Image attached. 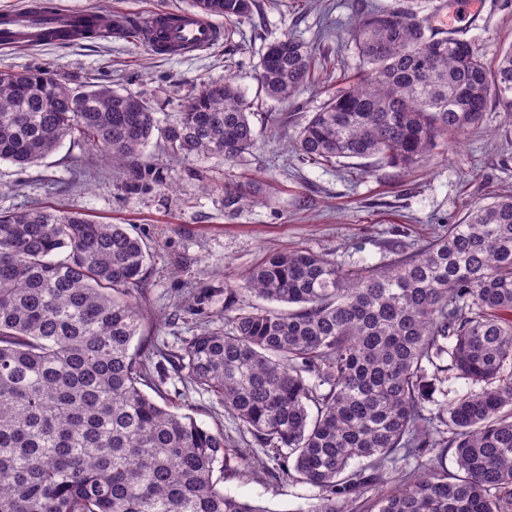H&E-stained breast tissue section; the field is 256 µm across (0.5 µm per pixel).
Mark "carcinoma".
Wrapping results in <instances>:
<instances>
[{"label":"carcinoma","instance_id":"obj_1","mask_svg":"<svg viewBox=\"0 0 512 512\" xmlns=\"http://www.w3.org/2000/svg\"><path fill=\"white\" fill-rule=\"evenodd\" d=\"M255 7L192 0L224 18L226 40ZM353 42L362 67L292 139L302 164L410 173L478 124L490 99L512 113V47L490 65L408 5L363 12ZM322 67L285 35L266 47L258 82L285 102ZM74 91L56 73L0 71V161L23 168L69 138L121 168L156 130L174 157L236 162L256 147L231 78L203 84L161 129L139 96ZM246 201L245 187L224 185L225 213ZM392 252L351 268L303 248L269 253L243 288L224 286V328L201 330L167 361L266 449L273 477L319 488L313 512H348L384 483L360 512H512V194ZM149 262L122 224L0 213V512H271L219 487L224 432L143 390L164 398L165 365L131 349ZM243 290L278 306L243 305ZM460 379L466 389L451 393Z\"/></svg>","mask_w":512,"mask_h":512}]
</instances>
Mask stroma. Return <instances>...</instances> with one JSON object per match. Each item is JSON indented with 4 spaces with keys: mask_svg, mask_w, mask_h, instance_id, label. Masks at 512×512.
I'll list each match as a JSON object with an SVG mask.
<instances>
[{
    "mask_svg": "<svg viewBox=\"0 0 512 512\" xmlns=\"http://www.w3.org/2000/svg\"><path fill=\"white\" fill-rule=\"evenodd\" d=\"M63 8L144 15L188 8L190 0H56ZM394 0H257L230 42L198 55L171 58L125 36L108 34L77 44L0 49V70L48 69L70 86H111L149 101L158 126L174 120L179 106L206 81L230 77L246 92L257 148L243 161L169 157L153 138L141 159L113 167L101 148L64 143L26 167L0 161V212L34 207L75 210L102 223L126 225L152 248L153 258L137 292L144 334L154 360L179 350L200 327L224 324V287L265 252L307 248L346 266L389 263V240L401 236L425 246L441 225L457 223L469 206L512 193V116L489 102L478 125L449 136L448 149L404 176L383 167L323 169L299 164L290 150L297 128L336 87L341 72L356 71L353 17ZM476 15L462 17L440 0H414L421 14L436 13L438 26L475 43L486 61L512 45V0H477ZM292 33L332 65L296 98L281 104L257 82L266 45ZM253 180L255 199L235 218L224 214V185ZM164 395L179 412L209 430H223L230 448L262 455L250 434L210 392L169 371ZM225 493L270 508L310 512L318 488L281 482L263 468L247 477L225 475Z\"/></svg>",
    "mask_w": 512,
    "mask_h": 512,
    "instance_id": "1",
    "label": "stroma"
}]
</instances>
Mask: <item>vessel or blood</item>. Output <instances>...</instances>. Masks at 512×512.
<instances>
[{
    "mask_svg": "<svg viewBox=\"0 0 512 512\" xmlns=\"http://www.w3.org/2000/svg\"><path fill=\"white\" fill-rule=\"evenodd\" d=\"M143 30L144 44L156 55L190 57L222 37V29L195 9H162L137 18L118 12L111 26L123 31L130 23ZM93 19L83 10L54 6L0 11V47H37L89 39Z\"/></svg>",
    "mask_w": 512,
    "mask_h": 512,
    "instance_id": "vessel-or-blood-1",
    "label": "vessel or blood"
}]
</instances>
